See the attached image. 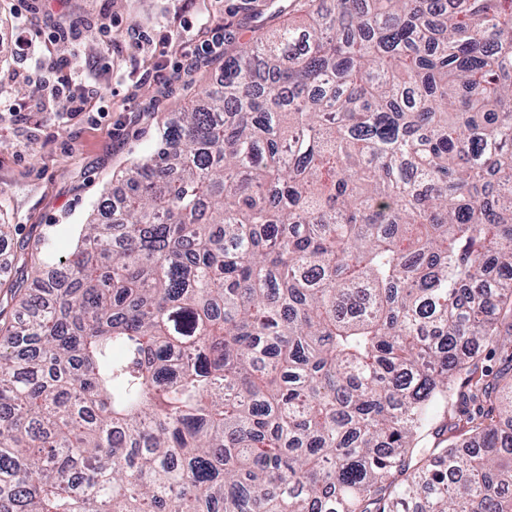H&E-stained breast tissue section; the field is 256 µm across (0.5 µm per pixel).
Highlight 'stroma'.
I'll use <instances>...</instances> for the list:
<instances>
[{"mask_svg":"<svg viewBox=\"0 0 512 512\" xmlns=\"http://www.w3.org/2000/svg\"><path fill=\"white\" fill-rule=\"evenodd\" d=\"M244 6L245 0H0L2 27L19 20L44 31L60 22L80 25L89 36L71 68L84 75L91 65L99 67L92 111L72 117L36 109L23 122L0 120V224L12 227L0 239L5 273L23 272L16 256L22 238H47L50 252L66 255L76 225L112 187L114 173L153 149L166 116L216 84L223 54L178 72L183 51L168 44V31L187 27L185 42L194 48L201 26L220 24L229 40L243 41L247 34L236 14ZM104 13L112 17L107 44L94 34ZM139 32L149 39L142 51L134 45ZM1 67L22 74L10 89L16 99L36 107L50 98L52 85L34 60L0 54Z\"/></svg>","mask_w":512,"mask_h":512,"instance_id":"1","label":"stroma"}]
</instances>
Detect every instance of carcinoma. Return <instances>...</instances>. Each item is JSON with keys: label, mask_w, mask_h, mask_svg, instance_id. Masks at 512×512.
Here are the masks:
<instances>
[{"label": "carcinoma", "mask_w": 512, "mask_h": 512, "mask_svg": "<svg viewBox=\"0 0 512 512\" xmlns=\"http://www.w3.org/2000/svg\"><path fill=\"white\" fill-rule=\"evenodd\" d=\"M322 2L0 279V512H512V0ZM452 422L453 421L449 420L448 418V431H445L444 433L441 432L440 435L436 434L437 429H434V427H432V429H425L422 432L421 446L424 448H443L444 446L463 438V431L461 429L455 428L452 425ZM445 438L448 440L443 441Z\"/></svg>", "instance_id": "1"}]
</instances>
